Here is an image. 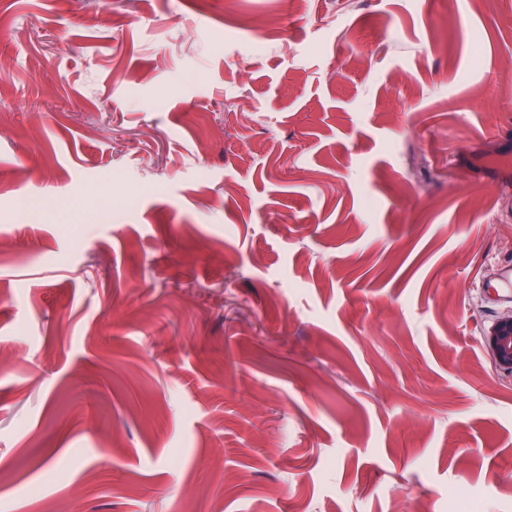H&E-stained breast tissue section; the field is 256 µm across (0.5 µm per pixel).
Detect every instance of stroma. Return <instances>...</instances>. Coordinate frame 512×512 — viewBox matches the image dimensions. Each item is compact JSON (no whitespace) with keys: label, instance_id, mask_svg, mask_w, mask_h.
<instances>
[{"label":"stroma","instance_id":"35a3bbf8","mask_svg":"<svg viewBox=\"0 0 512 512\" xmlns=\"http://www.w3.org/2000/svg\"><path fill=\"white\" fill-rule=\"evenodd\" d=\"M200 2L0 0V512H512V0ZM483 335L485 349L495 367L512 374V311L500 315Z\"/></svg>","mask_w":512,"mask_h":512}]
</instances>
